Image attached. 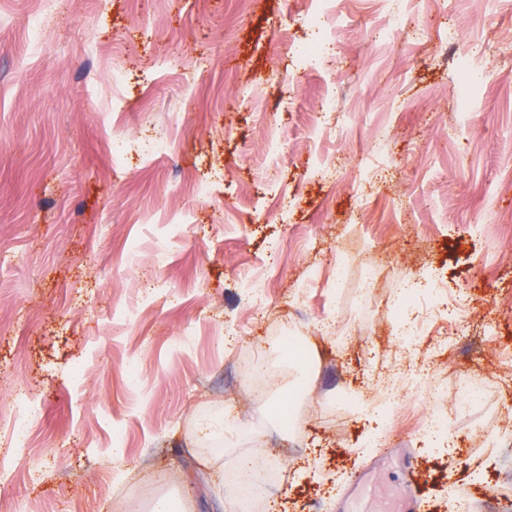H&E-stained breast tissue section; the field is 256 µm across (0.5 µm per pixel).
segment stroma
I'll return each instance as SVG.
<instances>
[{"mask_svg": "<svg viewBox=\"0 0 512 512\" xmlns=\"http://www.w3.org/2000/svg\"><path fill=\"white\" fill-rule=\"evenodd\" d=\"M334 4L335 55L304 66L291 44L311 36L310 0H62L36 49L33 0H0V409L26 388L40 405L31 449L50 457L37 481L0 476V499L118 512L161 496L174 512H240L227 478L263 454L283 474L270 512H348L368 480L412 489L417 512H446L458 487L478 497L490 480L511 488L494 512H512V472L472 445L512 415V0ZM394 15L405 28L392 44L377 30ZM451 34L466 51H441ZM115 67L127 75L116 89ZM476 67L495 76L460 136L456 82ZM331 94L341 130L318 123ZM112 137L173 149L121 163ZM207 178L209 199L195 197ZM369 264L379 280L365 294ZM247 271L268 285L263 309ZM423 273L486 313L457 331L439 319L420 346L449 384L486 381L481 408L450 418L451 454L417 441L430 406L415 389L373 448L370 413L334 405L405 369L388 311ZM148 278L164 295L134 298ZM126 305L136 325L113 329ZM322 319L348 339L315 338L310 372L270 353L284 323ZM258 360L268 369L255 390L246 371ZM304 377L293 432L272 408ZM226 409L237 434L198 436ZM116 428L120 475L107 464Z\"/></svg>", "mask_w": 512, "mask_h": 512, "instance_id": "1", "label": "stroma"}]
</instances>
